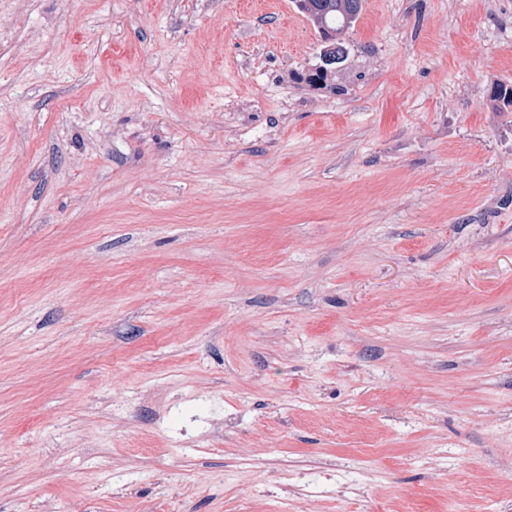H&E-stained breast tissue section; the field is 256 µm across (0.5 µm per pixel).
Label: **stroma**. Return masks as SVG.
<instances>
[{"label": "stroma", "mask_w": 512, "mask_h": 512, "mask_svg": "<svg viewBox=\"0 0 512 512\" xmlns=\"http://www.w3.org/2000/svg\"><path fill=\"white\" fill-rule=\"evenodd\" d=\"M347 44L0 0V512H512V0Z\"/></svg>", "instance_id": "stroma-1"}]
</instances>
